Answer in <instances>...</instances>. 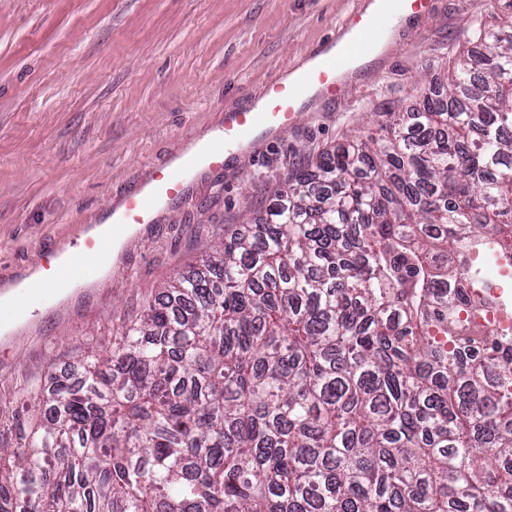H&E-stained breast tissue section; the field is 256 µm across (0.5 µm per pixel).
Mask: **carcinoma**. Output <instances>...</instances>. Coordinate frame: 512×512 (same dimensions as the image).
Masks as SVG:
<instances>
[{"label":"carcinoma","instance_id":"carcinoma-1","mask_svg":"<svg viewBox=\"0 0 512 512\" xmlns=\"http://www.w3.org/2000/svg\"><path fill=\"white\" fill-rule=\"evenodd\" d=\"M417 111L298 169L0 448V512H512V0ZM470 287L471 290L473 289L479 292L485 291L489 293L493 298H495L493 294H495V289L497 287L512 288V266H497L492 277L485 279L483 283L477 288H475L473 283L470 284ZM476 322L485 327L487 331H505L512 333V313L505 315L498 303L492 308H486L482 315L477 316Z\"/></svg>","mask_w":512,"mask_h":512}]
</instances>
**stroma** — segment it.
<instances>
[{
    "label": "stroma",
    "mask_w": 512,
    "mask_h": 512,
    "mask_svg": "<svg viewBox=\"0 0 512 512\" xmlns=\"http://www.w3.org/2000/svg\"><path fill=\"white\" fill-rule=\"evenodd\" d=\"M369 0H0V287L79 247L155 171L299 68ZM506 0H433L389 24L381 51L344 75L338 95L309 99L294 126L223 170L199 171L158 223L140 226L111 269L72 270L0 334V445L25 389L77 373L105 352L177 274L277 200L300 164L345 138L378 134L426 85L443 86L474 33Z\"/></svg>",
    "instance_id": "stroma-1"
}]
</instances>
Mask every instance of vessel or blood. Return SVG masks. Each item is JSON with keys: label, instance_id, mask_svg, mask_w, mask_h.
Returning a JSON list of instances; mask_svg holds the SVG:
<instances>
[{"label": "vessel or blood", "instance_id": "vessel-or-blood-1", "mask_svg": "<svg viewBox=\"0 0 512 512\" xmlns=\"http://www.w3.org/2000/svg\"><path fill=\"white\" fill-rule=\"evenodd\" d=\"M346 29L352 34L349 41L336 42L332 54L321 58L293 82L271 81L260 105L249 109L226 108L215 143L173 158L166 170L142 181L121 207H109L107 218L112 221L115 232H133L140 225L154 223L158 211L182 193L199 166H223L226 154L247 153L256 141L287 131L302 109L306 89L316 86L324 93H334L345 62L370 51L372 38L380 34L379 19L357 12L348 18Z\"/></svg>", "mask_w": 512, "mask_h": 512}]
</instances>
